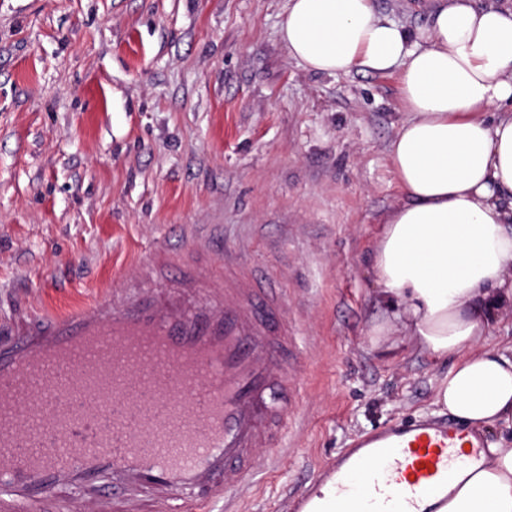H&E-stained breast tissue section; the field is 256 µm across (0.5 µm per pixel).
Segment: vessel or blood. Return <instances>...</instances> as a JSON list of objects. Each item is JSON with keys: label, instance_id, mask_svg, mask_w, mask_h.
<instances>
[{"label": "vessel or blood", "instance_id": "b4317fda", "mask_svg": "<svg viewBox=\"0 0 512 512\" xmlns=\"http://www.w3.org/2000/svg\"><path fill=\"white\" fill-rule=\"evenodd\" d=\"M235 251L223 274L154 248L112 298L0 324V512H244L288 445L300 385L288 293ZM272 450L259 462V449ZM456 423L414 420L329 464L324 512H422L482 458Z\"/></svg>", "mask_w": 512, "mask_h": 512}]
</instances>
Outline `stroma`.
Returning <instances> with one entry per match:
<instances>
[{
    "mask_svg": "<svg viewBox=\"0 0 512 512\" xmlns=\"http://www.w3.org/2000/svg\"><path fill=\"white\" fill-rule=\"evenodd\" d=\"M286 0H0V322L122 288L151 248L238 249L288 291L307 364L246 512H292L362 436L431 417L455 363L389 331L372 252L402 191L396 76L310 71ZM406 29L430 0H375Z\"/></svg>",
    "mask_w": 512,
    "mask_h": 512,
    "instance_id": "obj_1",
    "label": "stroma"
}]
</instances>
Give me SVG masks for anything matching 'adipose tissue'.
Listing matches in <instances>:
<instances>
[{
  "instance_id": "1",
  "label": "adipose tissue",
  "mask_w": 512,
  "mask_h": 512,
  "mask_svg": "<svg viewBox=\"0 0 512 512\" xmlns=\"http://www.w3.org/2000/svg\"><path fill=\"white\" fill-rule=\"evenodd\" d=\"M279 37L323 74L397 75L389 155L405 200L373 252L378 298L428 354H458L437 413L512 430V345L487 338L512 307V0H435L410 32L374 0H287ZM434 512H512V446L490 442Z\"/></svg>"
}]
</instances>
